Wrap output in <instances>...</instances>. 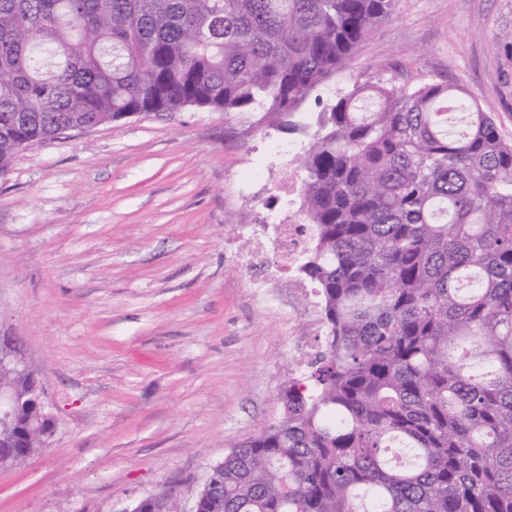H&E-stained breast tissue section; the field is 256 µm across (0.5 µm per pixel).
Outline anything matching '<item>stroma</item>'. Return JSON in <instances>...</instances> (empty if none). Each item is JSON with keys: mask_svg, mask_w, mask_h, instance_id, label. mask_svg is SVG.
Masks as SVG:
<instances>
[{"mask_svg": "<svg viewBox=\"0 0 512 512\" xmlns=\"http://www.w3.org/2000/svg\"><path fill=\"white\" fill-rule=\"evenodd\" d=\"M465 88L512 143V0H395L317 89L365 82ZM309 134L188 109L72 131L0 179V328L22 336L58 424L0 467V512H191L227 446L275 422L327 347L315 294L261 292L237 253L262 216L302 221L279 177ZM267 174L256 187L249 170Z\"/></svg>", "mask_w": 512, "mask_h": 512, "instance_id": "1", "label": "stroma"}]
</instances>
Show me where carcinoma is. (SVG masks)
<instances>
[{
  "instance_id": "obj_1",
  "label": "carcinoma",
  "mask_w": 512,
  "mask_h": 512,
  "mask_svg": "<svg viewBox=\"0 0 512 512\" xmlns=\"http://www.w3.org/2000/svg\"><path fill=\"white\" fill-rule=\"evenodd\" d=\"M394 0H0V177L66 126L186 108L302 133ZM468 93L355 86L294 162L328 346L199 512H512V144ZM462 113L465 129L448 122ZM45 450L19 435L11 466Z\"/></svg>"
}]
</instances>
